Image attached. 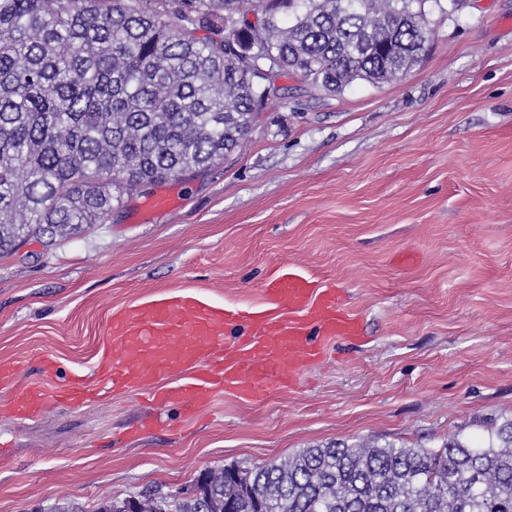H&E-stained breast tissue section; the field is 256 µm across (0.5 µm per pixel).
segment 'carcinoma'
Segmentation results:
<instances>
[{
	"label": "carcinoma",
	"mask_w": 512,
	"mask_h": 512,
	"mask_svg": "<svg viewBox=\"0 0 512 512\" xmlns=\"http://www.w3.org/2000/svg\"><path fill=\"white\" fill-rule=\"evenodd\" d=\"M0 0V256L105 224L124 198L184 180L241 147L251 49L329 92L400 79L428 16L458 0ZM233 14L238 27L225 28ZM199 478L173 503L145 494L96 512H512V419L439 448L376 441L303 448Z\"/></svg>",
	"instance_id": "carcinoma-1"
}]
</instances>
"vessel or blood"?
I'll return each mask as SVG.
<instances>
[{"label": "vessel or blood", "mask_w": 512, "mask_h": 512, "mask_svg": "<svg viewBox=\"0 0 512 512\" xmlns=\"http://www.w3.org/2000/svg\"><path fill=\"white\" fill-rule=\"evenodd\" d=\"M264 293L272 306L262 312L218 307L189 294L115 312L108 322L112 350L89 378L57 382L55 359L44 355L39 383L12 392L8 407L16 418L33 419L59 401L84 403L98 389L120 394L176 376L179 384L156 397L180 402L191 416L226 390L249 400L294 385L321 357L323 341L362 333L342 290L310 276L281 271L265 282ZM243 320L251 325L246 341L226 343L225 331Z\"/></svg>", "instance_id": "vessel-or-blood-1"}]
</instances>
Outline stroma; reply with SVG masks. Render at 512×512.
Instances as JSON below:
<instances>
[{"label": "stroma", "mask_w": 512, "mask_h": 512, "mask_svg": "<svg viewBox=\"0 0 512 512\" xmlns=\"http://www.w3.org/2000/svg\"><path fill=\"white\" fill-rule=\"evenodd\" d=\"M241 150L109 222L0 259V512L159 491L201 471L260 466L362 440L440 447L512 417V0L432 13L422 60L400 80L331 93L277 80ZM285 267L346 292L363 334L330 342L295 387L242 402L219 394L193 421L139 393L7 411L52 353L87 376L112 312L182 293L261 310ZM158 410L165 428L130 426Z\"/></svg>", "instance_id": "stroma-1"}]
</instances>
